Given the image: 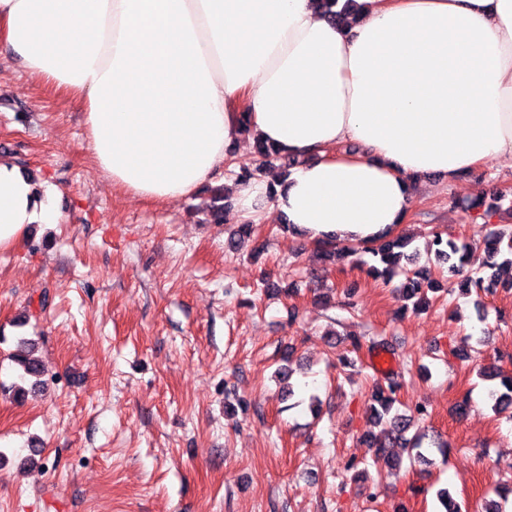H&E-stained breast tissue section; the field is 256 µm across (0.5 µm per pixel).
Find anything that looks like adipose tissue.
Here are the masks:
<instances>
[{"instance_id":"ef3b65f1","label":"adipose tissue","mask_w":512,"mask_h":512,"mask_svg":"<svg viewBox=\"0 0 512 512\" xmlns=\"http://www.w3.org/2000/svg\"><path fill=\"white\" fill-rule=\"evenodd\" d=\"M358 2L348 27L317 0H0V43L84 103L95 163L133 196H190L246 119L302 163L240 187L239 218L360 245L406 222L417 178L512 168V0ZM56 218L0 162V248Z\"/></svg>"}]
</instances>
